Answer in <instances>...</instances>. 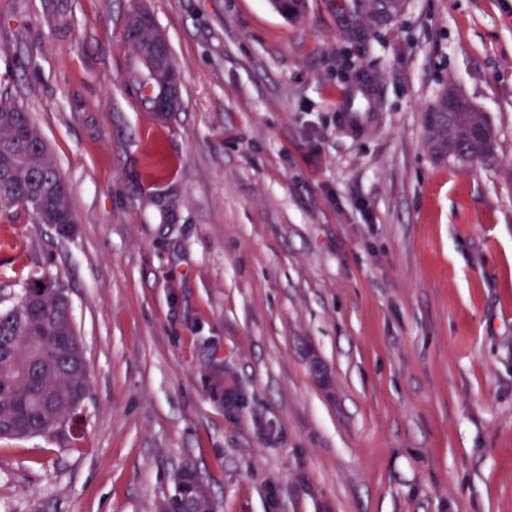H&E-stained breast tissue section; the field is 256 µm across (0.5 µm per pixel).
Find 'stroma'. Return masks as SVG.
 <instances>
[{
    "mask_svg": "<svg viewBox=\"0 0 512 512\" xmlns=\"http://www.w3.org/2000/svg\"><path fill=\"white\" fill-rule=\"evenodd\" d=\"M139 6L181 71L165 119L128 82ZM379 12L0 0V96L76 215L0 218V309L51 278L89 370L58 433L0 439V512H164L185 467L219 512H512V0ZM452 87L482 162L429 140Z\"/></svg>",
    "mask_w": 512,
    "mask_h": 512,
    "instance_id": "1",
    "label": "stroma"
}]
</instances>
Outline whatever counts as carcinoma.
I'll use <instances>...</instances> for the list:
<instances>
[{
	"instance_id": "1",
	"label": "carcinoma",
	"mask_w": 512,
	"mask_h": 512,
	"mask_svg": "<svg viewBox=\"0 0 512 512\" xmlns=\"http://www.w3.org/2000/svg\"><path fill=\"white\" fill-rule=\"evenodd\" d=\"M145 24L125 25V39L138 53L135 73L147 109L158 95L163 71L155 58L159 32L153 16ZM484 122L473 104L452 112L439 109L428 117L437 151L461 163L482 160L471 144L475 125ZM23 207L38 224H54L61 212L75 219L69 189L30 112L5 98L0 100V215ZM58 224V223H56ZM58 227L65 228L60 223ZM27 293L0 310V439L23 438L58 431L85 401L88 368L75 335L67 297L60 288L32 284ZM176 498L167 512H185L194 499H205L215 510L205 486L188 468L175 474Z\"/></svg>"
}]
</instances>
